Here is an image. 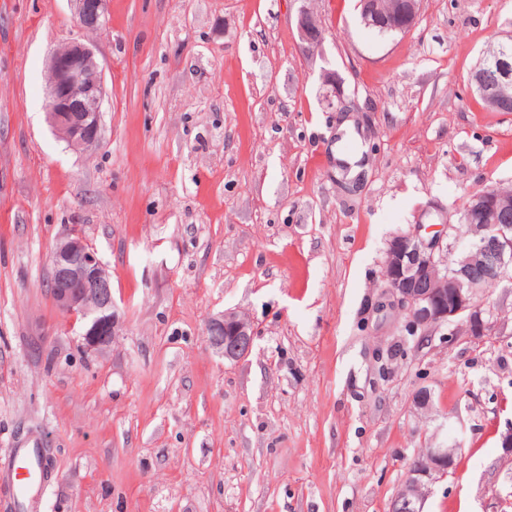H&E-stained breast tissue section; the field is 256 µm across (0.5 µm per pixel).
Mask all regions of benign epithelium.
<instances>
[{
    "label": "benign epithelium",
    "instance_id": "7a95c632",
    "mask_svg": "<svg viewBox=\"0 0 512 512\" xmlns=\"http://www.w3.org/2000/svg\"><path fill=\"white\" fill-rule=\"evenodd\" d=\"M76 26L100 32L107 25L108 0H71ZM410 10L395 16L382 13L378 0H365L366 26L398 30L405 34L416 24L420 0H408ZM301 48L308 50L323 40V26L316 16L302 10L297 19ZM492 69L499 81L512 79V57L496 55ZM47 82L48 122L68 146L82 150L100 138L104 104V82L93 48L74 40L58 46L49 58ZM502 202L486 189L474 194L466 206L470 239L455 254L441 252L439 241H424L416 233H398L388 243L383 262L385 288L393 302L406 312L405 326L412 333L426 335L464 320L473 336L485 333L480 298L485 288L512 269V225L495 224ZM49 279L54 285L52 299L58 313L83 321V349L103 353L116 335L119 318L112 300V280L80 228L72 226L60 236L49 256ZM206 332L213 347L224 358L241 360L252 351L255 331L244 315L227 311L211 318ZM429 462L409 473L410 488L395 500L407 512H424L430 484L454 468L456 449L430 448Z\"/></svg>",
    "mask_w": 512,
    "mask_h": 512
}]
</instances>
